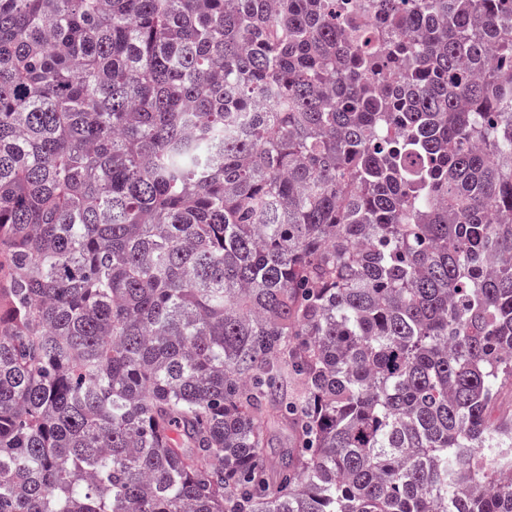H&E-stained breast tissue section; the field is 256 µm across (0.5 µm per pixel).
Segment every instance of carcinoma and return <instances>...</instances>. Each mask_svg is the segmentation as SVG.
<instances>
[{
	"mask_svg": "<svg viewBox=\"0 0 512 512\" xmlns=\"http://www.w3.org/2000/svg\"><path fill=\"white\" fill-rule=\"evenodd\" d=\"M511 386L512 0H0V512H512Z\"/></svg>",
	"mask_w": 512,
	"mask_h": 512,
	"instance_id": "cac0c4a2",
	"label": "carcinoma"
}]
</instances>
